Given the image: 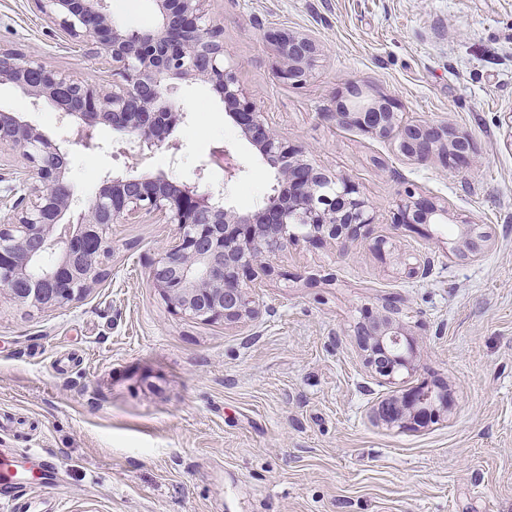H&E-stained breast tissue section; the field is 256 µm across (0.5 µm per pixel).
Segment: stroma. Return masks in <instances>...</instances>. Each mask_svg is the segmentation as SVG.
Here are the masks:
<instances>
[{
	"instance_id": "1",
	"label": "stroma",
	"mask_w": 512,
	"mask_h": 512,
	"mask_svg": "<svg viewBox=\"0 0 512 512\" xmlns=\"http://www.w3.org/2000/svg\"><path fill=\"white\" fill-rule=\"evenodd\" d=\"M238 81L309 160L350 177L375 221L367 236L289 244L249 293L255 318L206 323L174 314L149 273L175 225L147 214L112 227L105 276L51 311L0 301V452L17 454L30 512H512V0H207ZM313 35L305 84L275 75L263 34ZM0 49L111 85L112 68L64 38L34 0H0ZM392 98L402 121L445 123L474 146L463 168L412 161L392 141L338 123L349 83ZM192 114L177 161L143 169L182 182L228 146L244 164L227 200L249 210L270 174L224 120L206 85L179 91ZM0 108L68 137L50 104L0 85ZM108 156L73 148L77 194H96ZM447 208L422 233L391 222L404 189ZM491 238L475 258L450 249L460 220ZM386 238L380 256L368 243ZM427 274L409 275L417 259ZM403 308L411 371L382 383L353 334L364 310ZM447 384V417L419 430L376 423L383 398ZM56 481L42 483L44 465Z\"/></svg>"
}]
</instances>
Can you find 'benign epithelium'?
<instances>
[{
	"mask_svg": "<svg viewBox=\"0 0 512 512\" xmlns=\"http://www.w3.org/2000/svg\"><path fill=\"white\" fill-rule=\"evenodd\" d=\"M205 0H153L157 24L129 30L114 21L107 0H36L59 21L65 35L85 43L89 53L112 66L120 81L108 90L93 80L75 81L46 63L0 50V83L11 84L37 109L58 111L71 130L68 142L97 154L114 147L137 159L159 151L176 155L172 134L190 120L174 101L183 84L209 86L223 103L224 116L273 169L263 204L239 211L225 202L224 185L245 168L228 147H218L199 175L224 157V184L174 182L165 175L106 171L94 198H80L67 178L68 148L55 142L20 113L0 109V148L17 154L7 187L14 202L0 217V299L28 310H51L83 298L104 275L112 254L109 230L155 212L177 226L151 271V284L175 314L205 322L235 323L257 313L245 280L255 270H274L273 261L292 241L340 240L358 236L374 223L370 206L347 176L328 174L307 160V149L282 137L267 122L261 105L240 86L224 56L222 29L205 23ZM277 52V74L295 85L310 76L320 52L308 34L281 28L264 34ZM351 83L336 99V119L379 140H394L405 157L436 156L445 167L469 164L471 140L442 123H402L391 98L363 103ZM112 143L99 138L103 128ZM448 210L409 188L391 223L409 228L441 224ZM451 247L457 257H476L489 240L479 224L461 221ZM401 308L390 301L382 313L366 311L354 326L367 364L392 382L411 369L414 343L399 322ZM448 385L423 381L382 399L378 421L417 430L448 412Z\"/></svg>",
	"mask_w": 512,
	"mask_h": 512,
	"instance_id": "benign-epithelium-1",
	"label": "benign epithelium"
}]
</instances>
